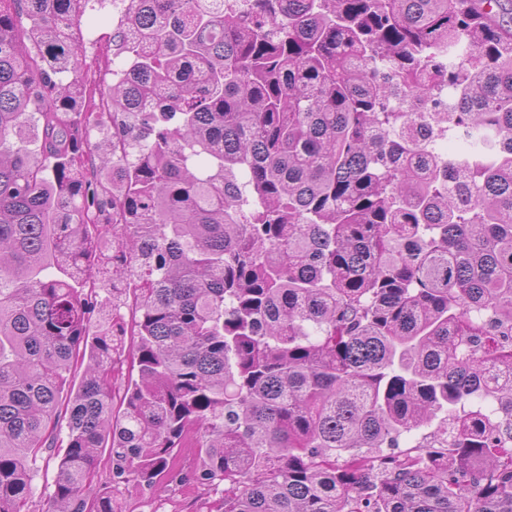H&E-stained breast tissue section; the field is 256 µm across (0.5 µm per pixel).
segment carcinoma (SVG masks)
Instances as JSON below:
<instances>
[{
    "mask_svg": "<svg viewBox=\"0 0 512 512\" xmlns=\"http://www.w3.org/2000/svg\"><path fill=\"white\" fill-rule=\"evenodd\" d=\"M89 2L0 0V512L63 414L52 512H512V0H112L104 90ZM92 0L90 7L84 16L85 28L83 29V42L85 46V61L88 68L89 77L99 81L100 87H106L112 83V75L105 74L103 63L98 67V57L102 53H106L107 46L109 57H112V28L114 27V17L112 14V0H102L103 4ZM94 28L96 38L93 40L87 34L88 28ZM175 466L171 473L151 487L112 482V508L115 512H198L206 502L224 495V482L216 486L185 482L184 474L198 466L197 449H174Z\"/></svg>",
    "mask_w": 512,
    "mask_h": 512,
    "instance_id": "carcinoma-1",
    "label": "carcinoma"
}]
</instances>
